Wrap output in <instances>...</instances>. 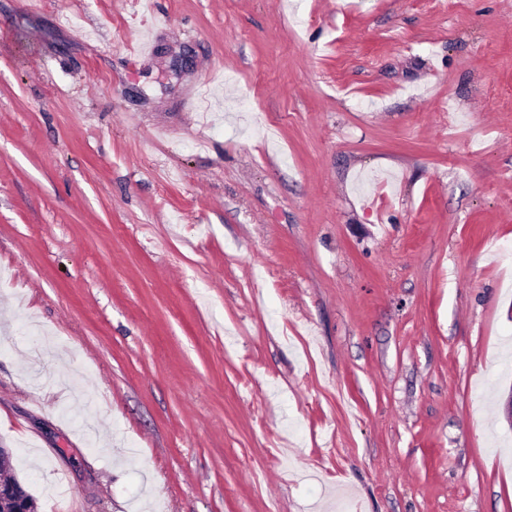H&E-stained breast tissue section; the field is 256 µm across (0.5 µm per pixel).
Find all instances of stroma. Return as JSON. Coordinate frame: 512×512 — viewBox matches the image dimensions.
I'll return each mask as SVG.
<instances>
[{"label": "stroma", "instance_id": "1", "mask_svg": "<svg viewBox=\"0 0 512 512\" xmlns=\"http://www.w3.org/2000/svg\"><path fill=\"white\" fill-rule=\"evenodd\" d=\"M512 0H0V446L38 512H512Z\"/></svg>", "mask_w": 512, "mask_h": 512}]
</instances>
